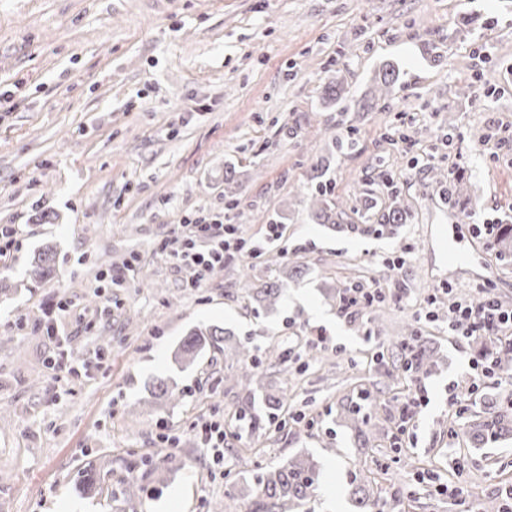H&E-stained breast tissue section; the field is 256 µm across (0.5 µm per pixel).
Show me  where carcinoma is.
Masks as SVG:
<instances>
[{"mask_svg": "<svg viewBox=\"0 0 512 512\" xmlns=\"http://www.w3.org/2000/svg\"><path fill=\"white\" fill-rule=\"evenodd\" d=\"M400 80L399 67L393 63H384L375 71L369 96L363 98L359 105L366 111H382L389 107L388 100L393 88ZM299 203L307 211L309 218L316 224H342L346 212L336 205L324 187L309 188L299 197ZM407 211L401 201L395 199L378 218L380 224H402ZM495 246L500 255L512 256V225L505 224L500 229ZM55 272L54 255L43 253L34 273L40 279H46ZM252 298L266 308L276 306L282 295L281 285L277 283H245ZM226 341L224 331L217 327L198 328L185 338L180 348V359L192 361L198 350L208 344L219 346ZM410 350H401L404 368L411 373L426 372L436 364V353L415 331H410ZM235 356L246 369V376H257L258 366L253 363L250 349L238 344ZM369 405L351 403L341 408L340 419L360 442L361 447L369 444V434L373 424L368 412ZM456 436L477 448L489 441H498L512 436V393L492 397L483 410L471 415L459 427ZM319 474L318 462L308 454H298L280 466L267 469L260 468L255 485L241 487L236 483L229 485V493L246 500L247 512H294V509L311 501L314 496ZM350 496L355 512H380L386 504L380 492L374 489L372 481L355 478L350 482Z\"/></svg>", "mask_w": 512, "mask_h": 512, "instance_id": "carcinoma-1", "label": "carcinoma"}]
</instances>
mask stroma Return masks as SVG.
I'll use <instances>...</instances> for the list:
<instances>
[{
  "instance_id": "1",
  "label": "stroma",
  "mask_w": 512,
  "mask_h": 512,
  "mask_svg": "<svg viewBox=\"0 0 512 512\" xmlns=\"http://www.w3.org/2000/svg\"><path fill=\"white\" fill-rule=\"evenodd\" d=\"M386 62L401 69L392 109L359 110ZM331 80L345 98L328 108ZM320 158L347 213L333 230L297 203ZM451 169L470 195L459 224L442 195ZM396 197L407 222L375 223ZM202 210L226 213L248 241L266 242L270 224L282 237L264 260L228 259L188 288L153 249ZM487 221L512 224V0H0V226L20 230L0 264V512H245L227 484L253 485L258 466L299 453L318 461L342 512L354 471L398 495L393 512H481L512 487V437L482 448L450 437L446 387L465 386L487 346L449 336V300L489 281L512 308V259L473 230ZM48 245L56 268L41 280L33 260ZM134 252L139 272L103 311L99 274ZM295 262L304 271L288 276ZM247 277L283 284L278 304L259 307ZM345 286L383 297L348 317L325 296ZM51 309L65 345L39 327ZM208 326L250 348L260 379L246 382L220 349L176 361ZM411 327L438 363L401 436L411 382L397 345ZM61 355L88 375L51 382ZM159 377L176 395L152 396ZM365 391L376 427L363 452L338 412ZM272 396L284 427L249 428ZM299 413L305 423H292ZM209 414L224 419L220 465L193 429ZM170 431L178 444L161 447ZM460 482L463 501L449 493Z\"/></svg>"
}]
</instances>
